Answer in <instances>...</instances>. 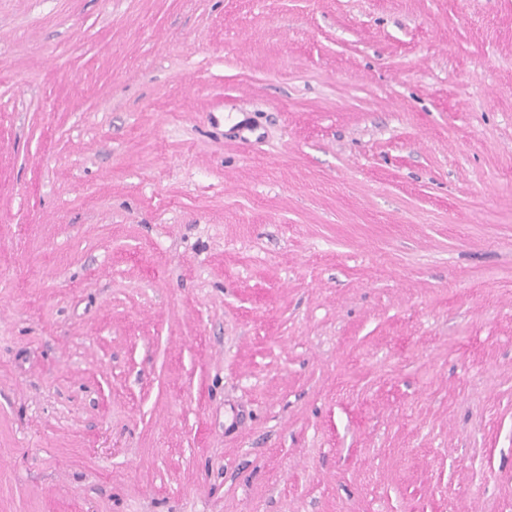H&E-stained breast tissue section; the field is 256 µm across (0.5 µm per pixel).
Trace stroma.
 I'll list each match as a JSON object with an SVG mask.
<instances>
[{"label": "stroma", "instance_id": "35a3bbf8", "mask_svg": "<svg viewBox=\"0 0 512 512\" xmlns=\"http://www.w3.org/2000/svg\"><path fill=\"white\" fill-rule=\"evenodd\" d=\"M0 512H512V0H0Z\"/></svg>", "mask_w": 512, "mask_h": 512}]
</instances>
